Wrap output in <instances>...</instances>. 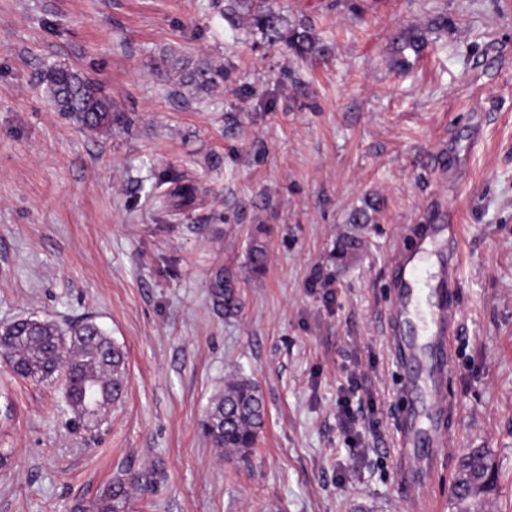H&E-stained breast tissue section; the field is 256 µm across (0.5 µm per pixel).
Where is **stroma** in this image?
Here are the masks:
<instances>
[{"mask_svg": "<svg viewBox=\"0 0 512 512\" xmlns=\"http://www.w3.org/2000/svg\"><path fill=\"white\" fill-rule=\"evenodd\" d=\"M271 4L310 20L325 58L253 48L216 0H0V323L90 316L128 360L124 397L91 429L62 381L0 362V512H88L118 476L130 512H408L385 314L392 255L435 203L462 231L457 444L436 512H458L470 448L491 453L495 512H512V0ZM438 20L447 31L395 69L394 36ZM50 65L100 83L122 122L62 118ZM176 181L196 189L178 214L156 202ZM368 200L375 221L349 224ZM222 265L242 285L231 319L208 288ZM232 374L266 405L244 460L199 426ZM349 393L365 403L354 435L336 422Z\"/></svg>", "mask_w": 512, "mask_h": 512, "instance_id": "35a3bbf8", "label": "stroma"}]
</instances>
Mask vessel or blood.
Masks as SVG:
<instances>
[{"label": "vessel or blood", "mask_w": 512, "mask_h": 512, "mask_svg": "<svg viewBox=\"0 0 512 512\" xmlns=\"http://www.w3.org/2000/svg\"><path fill=\"white\" fill-rule=\"evenodd\" d=\"M429 232L416 257L397 261V287L389 307L388 342L405 372L408 402L398 415L401 483L422 496L439 449L454 445L455 405L444 384L451 367L450 338L460 322L457 269L461 227L429 212Z\"/></svg>", "instance_id": "1"}]
</instances>
